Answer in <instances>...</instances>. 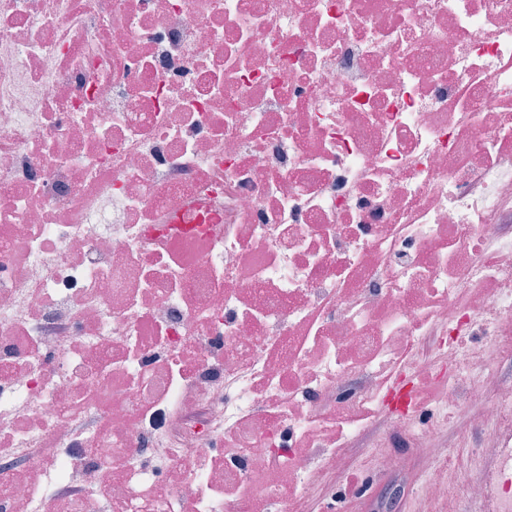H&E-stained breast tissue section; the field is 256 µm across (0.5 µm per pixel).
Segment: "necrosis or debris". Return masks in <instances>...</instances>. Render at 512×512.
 I'll use <instances>...</instances> for the list:
<instances>
[{"label":"necrosis or debris","instance_id":"1","mask_svg":"<svg viewBox=\"0 0 512 512\" xmlns=\"http://www.w3.org/2000/svg\"><path fill=\"white\" fill-rule=\"evenodd\" d=\"M503 361L512 0H0V512H507ZM371 440L372 435H367L348 449L347 463L336 476V487L313 499L312 512L321 510L323 501L332 490L337 491L347 486L360 485L367 474L371 475L374 481L370 494L365 498L347 496L348 505L345 511L335 512H376L372 510L371 500L367 498L377 490H379L378 496L384 498L389 504L390 509L387 512H438L442 507L428 501L420 489L403 495V491L397 488L388 475L377 470L378 468L369 457Z\"/></svg>","mask_w":512,"mask_h":512}]
</instances>
